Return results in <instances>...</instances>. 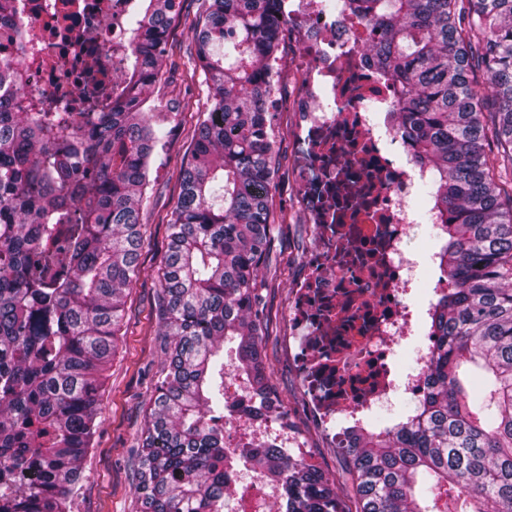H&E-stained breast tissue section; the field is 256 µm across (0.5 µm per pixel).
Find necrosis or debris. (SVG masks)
<instances>
[{"instance_id": "obj_1", "label": "necrosis or debris", "mask_w": 512, "mask_h": 512, "mask_svg": "<svg viewBox=\"0 0 512 512\" xmlns=\"http://www.w3.org/2000/svg\"><path fill=\"white\" fill-rule=\"evenodd\" d=\"M140 0H26L24 15L41 29L26 61L33 99L75 111L86 86L79 76L88 47H96L106 78L127 62L125 18ZM288 34L298 45L291 66L299 76L289 102L293 116L292 177L314 246L293 280L286 345L306 411L329 447L366 427L374 410L400 394L420 397L426 354L401 373L390 356L425 328L448 286L437 273L442 247L416 246L432 214L417 216L410 201L423 169L397 131L396 89L380 74L365 45L367 23L328 11L325 0H288ZM435 269L429 292L422 272ZM224 446L300 447L286 417L257 403L247 382L224 375ZM234 512H271L274 491L263 478L229 471Z\"/></svg>"}]
</instances>
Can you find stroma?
<instances>
[{"label":"stroma","instance_id":"stroma-1","mask_svg":"<svg viewBox=\"0 0 512 512\" xmlns=\"http://www.w3.org/2000/svg\"><path fill=\"white\" fill-rule=\"evenodd\" d=\"M191 72L187 55L177 54L164 64L161 78L151 90L152 98L173 99L181 107L170 116L172 136L151 171V203L141 214V271L126 297L123 334L106 366L96 445L83 460L84 480L72 498V512L141 509L134 490L137 459L133 450L138 446L145 412L165 359L155 319L156 271L166 249V219L178 197L179 172L191 155L197 112L205 108L208 95ZM290 126V112L273 113L271 140L277 172L271 193L276 207L283 210L284 220L272 228L268 256L257 280V293L269 320L268 334L262 339L267 375L276 406L303 441L307 462L335 481L344 508L355 512L353 477L345 470L340 449L327 447L306 414L284 348L288 291L314 244L291 178Z\"/></svg>","mask_w":512,"mask_h":512}]
</instances>
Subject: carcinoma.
Returning <instances> with one entry per match:
<instances>
[{"label": "carcinoma", "instance_id": "1", "mask_svg": "<svg viewBox=\"0 0 512 512\" xmlns=\"http://www.w3.org/2000/svg\"><path fill=\"white\" fill-rule=\"evenodd\" d=\"M127 20L121 94L96 112L38 110L22 56L33 22L0 0V512H71L95 445L103 366L140 272L149 167L173 101L149 91L177 45L180 0ZM283 0H204L192 75L208 106L167 219L156 318L168 340L138 449L140 512H224V344L270 399L254 285L276 214L270 137ZM372 26L367 51L399 85L398 131L446 241L453 287L430 325L428 387L405 420L342 447L355 512H512V0H335ZM221 415L214 416L215 412ZM277 512H345L289 448L244 449ZM432 496L431 509L417 492Z\"/></svg>", "mask_w": 512, "mask_h": 512}]
</instances>
